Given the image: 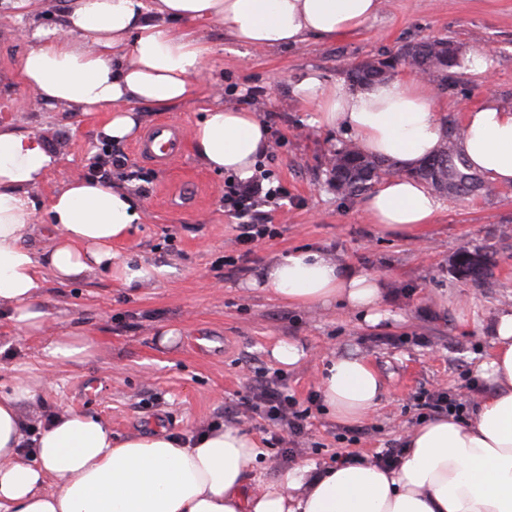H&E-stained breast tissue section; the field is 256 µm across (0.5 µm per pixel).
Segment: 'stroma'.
Here are the masks:
<instances>
[{
  "label": "stroma",
  "instance_id": "stroma-1",
  "mask_svg": "<svg viewBox=\"0 0 512 512\" xmlns=\"http://www.w3.org/2000/svg\"><path fill=\"white\" fill-rule=\"evenodd\" d=\"M22 21L0 14V116L35 131L58 148L60 161L34 190L36 221H48L47 203L64 181L87 178L107 146L98 137L105 112L50 110L19 74L27 51ZM213 48L190 100L166 113L142 109V128L165 119L192 131L203 112L223 101L270 116L266 151L259 164L288 189L271 213L279 236L257 244L246 270L224 265L235 250L234 220L224 211L225 174L204 168L192 147L167 170L131 155L119 142L129 169L142 180L113 171L143 213L123 240L113 243L116 263L148 265L151 282L126 287L96 272L70 282L47 278L43 309L47 328L23 334L0 316V390L18 381L36 386L22 410L33 427L66 410L101 418L113 439L162 428L189 437L247 396L258 372H279L282 383L307 410L309 420L294 443L273 446L264 419L238 418L258 442L267 477L301 463L334 466L338 455L376 456L401 447L416 425L414 394L448 391L472 416L479 388L476 369L491 352L487 322L512 307V187L484 198L442 196L433 224L416 237L378 233L359 201L337 195L325 169L343 132L314 122V105L291 93L294 80L313 69L328 79L349 66L387 59L424 37L453 41L460 51H486L490 75L466 74L464 91H435L441 119H461L485 94L512 105V0H384L377 17L358 34L332 42L311 40L284 50L254 49L218 30L207 31ZM496 254L493 287L478 288L452 276L449 263L464 247ZM299 248L326 252L356 270L382 275L389 309L397 319L369 328L338 305H291L249 287L254 271L272 256ZM178 327L172 347L158 345V330ZM86 335L92 354L71 365L48 363L42 349L60 331ZM281 341H296L305 359L277 367L268 355ZM360 352L384 382L375 410L358 424L335 423L324 410L319 379L332 356Z\"/></svg>",
  "mask_w": 512,
  "mask_h": 512
}]
</instances>
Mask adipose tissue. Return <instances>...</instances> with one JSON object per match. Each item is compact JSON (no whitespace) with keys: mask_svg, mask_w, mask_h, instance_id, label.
<instances>
[{"mask_svg":"<svg viewBox=\"0 0 512 512\" xmlns=\"http://www.w3.org/2000/svg\"><path fill=\"white\" fill-rule=\"evenodd\" d=\"M379 10L380 0H68L58 25L22 27L28 51L20 73L45 107L108 112L100 134L120 141L139 130L140 107L166 112L190 98L212 53L203 29L284 49L311 37L355 35ZM292 93L315 105L318 126L352 134L363 152L396 163L398 174L361 202L377 231L406 238L433 223L441 202L412 175L442 145L426 78L409 71L357 88L309 70ZM462 127L461 154L487 183L512 187V106L485 96L466 108ZM191 143L205 167L244 180L268 146V128L255 113L218 101ZM58 163L44 138L0 118V311L29 334L46 325V275L64 282L104 270L128 286L152 275L112 262L113 242L142 219L118 183L60 185L40 228L49 248L27 246L38 229L32 193ZM249 285L291 304L341 302L372 327L392 318L382 276L317 250L267 261ZM487 331L494 350L477 369L483 387L473 418L417 425L391 467L346 458L266 479L254 473L257 442L235 425L183 441L154 430L116 443L100 418L66 411L35 433L20 408L35 391L17 383L0 397V512H512V308L498 312ZM382 391V378L360 353L332 358L319 387L325 410L342 423L364 420Z\"/></svg>","mask_w":512,"mask_h":512,"instance_id":"ef3b65f1","label":"adipose tissue"}]
</instances>
